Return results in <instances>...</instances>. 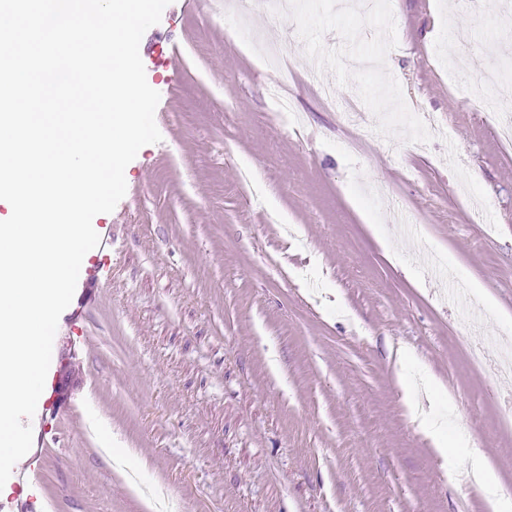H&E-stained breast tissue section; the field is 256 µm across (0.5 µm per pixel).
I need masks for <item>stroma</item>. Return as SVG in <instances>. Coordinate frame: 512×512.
Here are the masks:
<instances>
[{"mask_svg": "<svg viewBox=\"0 0 512 512\" xmlns=\"http://www.w3.org/2000/svg\"><path fill=\"white\" fill-rule=\"evenodd\" d=\"M295 2L277 24L253 2L245 31L224 0H172L143 35L162 140L94 218L111 245L0 512H495L449 470L474 445L512 501V370L470 360L512 346V144L470 105L512 26L458 0Z\"/></svg>", "mask_w": 512, "mask_h": 512, "instance_id": "35a3bbf8", "label": "stroma"}]
</instances>
